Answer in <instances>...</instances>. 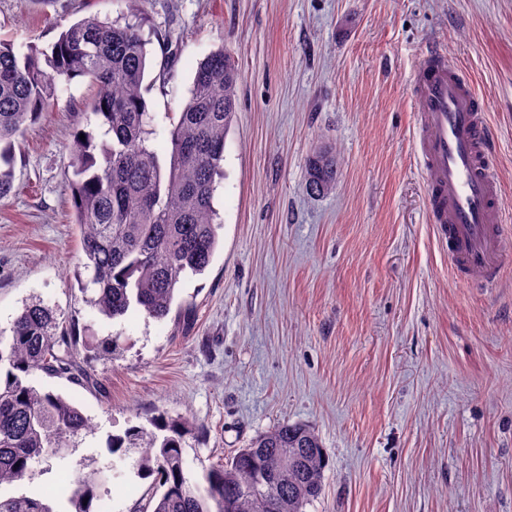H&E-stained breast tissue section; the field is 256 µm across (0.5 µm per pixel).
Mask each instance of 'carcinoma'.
<instances>
[{"mask_svg": "<svg viewBox=\"0 0 512 512\" xmlns=\"http://www.w3.org/2000/svg\"><path fill=\"white\" fill-rule=\"evenodd\" d=\"M147 17L138 10L118 19L86 16L46 49L0 40V201L13 192L15 149L25 130L58 101L59 84L87 79L96 88L91 112L98 132L74 134L70 181L74 223L84 257L75 278L85 303L108 319L137 311L164 320L183 277L204 273L218 247L216 179L223 177L225 137L236 114L240 72L224 49L198 66L189 96L168 129L169 162L152 144L154 115L142 93L148 66ZM85 140H80V136ZM336 162L317 153L308 164L307 190L335 187ZM43 374L89 386L77 342L53 308L26 303L10 335L0 336V489L31 483L62 461L93 430L67 397L38 388ZM123 436L107 439L108 453L141 450L139 470L155 477L161 494L141 512H305L318 497L328 456L318 435L302 423H282L259 434L231 460L192 481L184 447L195 423L158 414ZM46 464L42 470L36 466ZM61 489L70 512H93L103 464ZM0 512H55L33 496L0 495Z\"/></svg>", "mask_w": 512, "mask_h": 512, "instance_id": "cac0c4a2", "label": "carcinoma"}]
</instances>
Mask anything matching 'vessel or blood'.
I'll return each mask as SVG.
<instances>
[{
	"mask_svg": "<svg viewBox=\"0 0 512 512\" xmlns=\"http://www.w3.org/2000/svg\"><path fill=\"white\" fill-rule=\"evenodd\" d=\"M410 85L418 103V157L428 188L429 221L447 245L459 279L496 282L506 212L486 109L465 76L434 53L424 56Z\"/></svg>",
	"mask_w": 512,
	"mask_h": 512,
	"instance_id": "obj_1",
	"label": "vessel or blood"
}]
</instances>
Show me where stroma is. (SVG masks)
Segmentation results:
<instances>
[{
    "label": "stroma",
    "mask_w": 512,
    "mask_h": 512,
    "mask_svg": "<svg viewBox=\"0 0 512 512\" xmlns=\"http://www.w3.org/2000/svg\"><path fill=\"white\" fill-rule=\"evenodd\" d=\"M156 146L199 62L241 70L215 195L220 246L187 276L163 321L112 322L81 299L71 144L94 93L77 79L16 150L0 202V331L40 298L70 322L95 384L34 376L97 426L12 494L66 512L67 465L159 413L193 418L190 479L254 437L305 423L329 457L306 512H512V259L500 282H459L437 240L416 158L408 82L434 51L489 109L501 202L512 211V0H145ZM126 0H0V37L45 47ZM336 154V187L306 190L313 152ZM117 335L105 355L89 342ZM139 449L116 462L95 512H137L152 493Z\"/></svg>",
    "instance_id": "1"
}]
</instances>
